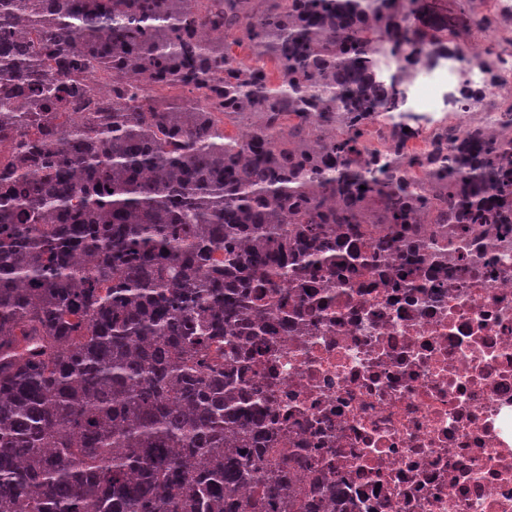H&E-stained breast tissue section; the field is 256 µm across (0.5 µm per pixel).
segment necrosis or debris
Returning <instances> with one entry per match:
<instances>
[{
    "instance_id": "necrosis-or-debris-1",
    "label": "necrosis or debris",
    "mask_w": 512,
    "mask_h": 512,
    "mask_svg": "<svg viewBox=\"0 0 512 512\" xmlns=\"http://www.w3.org/2000/svg\"><path fill=\"white\" fill-rule=\"evenodd\" d=\"M410 71L406 108L440 111L458 63ZM255 369L270 461L344 476L345 512H512V266L412 294L362 277Z\"/></svg>"
}]
</instances>
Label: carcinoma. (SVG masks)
<instances>
[{
	"instance_id": "obj_1",
	"label": "carcinoma",
	"mask_w": 512,
	"mask_h": 512,
	"mask_svg": "<svg viewBox=\"0 0 512 512\" xmlns=\"http://www.w3.org/2000/svg\"><path fill=\"white\" fill-rule=\"evenodd\" d=\"M475 2L0 0V131H36L0 169V512L343 500L339 477L297 488L305 460L268 467L240 338L288 333L324 276L508 265L512 98L469 94L485 116L407 151L429 119L405 63L512 55V18Z\"/></svg>"
}]
</instances>
